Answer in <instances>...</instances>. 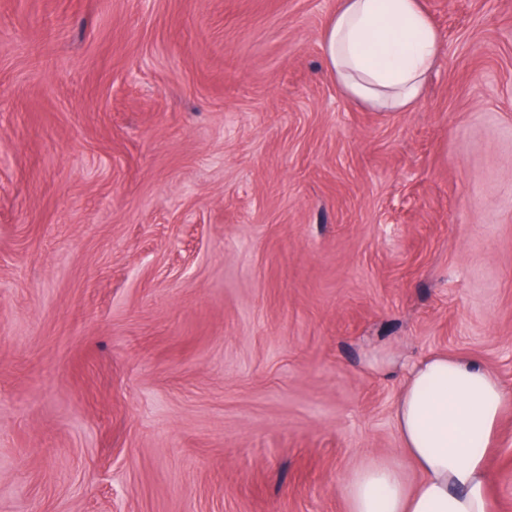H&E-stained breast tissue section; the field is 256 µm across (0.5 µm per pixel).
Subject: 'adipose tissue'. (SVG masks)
<instances>
[{"mask_svg": "<svg viewBox=\"0 0 512 512\" xmlns=\"http://www.w3.org/2000/svg\"><path fill=\"white\" fill-rule=\"evenodd\" d=\"M328 74L350 101L408 112L443 50L421 0H338L323 34ZM506 399L485 367L431 356L408 376L396 408L402 450L419 473L373 460L342 485L348 512H491L489 457Z\"/></svg>", "mask_w": 512, "mask_h": 512, "instance_id": "obj_1", "label": "adipose tissue"}]
</instances>
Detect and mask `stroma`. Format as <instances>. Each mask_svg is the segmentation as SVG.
Listing matches in <instances>:
<instances>
[{
    "instance_id": "1",
    "label": "stroma",
    "mask_w": 512,
    "mask_h": 512,
    "mask_svg": "<svg viewBox=\"0 0 512 512\" xmlns=\"http://www.w3.org/2000/svg\"><path fill=\"white\" fill-rule=\"evenodd\" d=\"M409 112L328 76L336 0H0V512H347L418 474L411 367L507 405L512 0H422Z\"/></svg>"
}]
</instances>
